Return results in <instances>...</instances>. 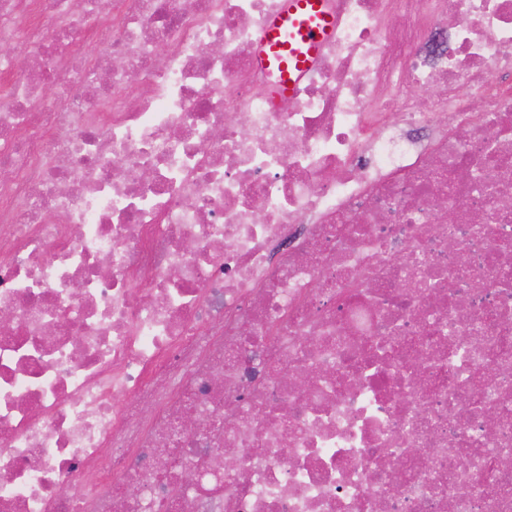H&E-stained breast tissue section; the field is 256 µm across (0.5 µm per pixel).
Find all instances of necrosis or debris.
<instances>
[{"label":"necrosis or debris","instance_id":"4bbe7bcc","mask_svg":"<svg viewBox=\"0 0 512 512\" xmlns=\"http://www.w3.org/2000/svg\"><path fill=\"white\" fill-rule=\"evenodd\" d=\"M282 6L0 0V512H512V0ZM335 23L328 0H285L284 9L268 24L261 39V54L278 92L289 94L296 88ZM294 39L295 46L291 43Z\"/></svg>","mask_w":512,"mask_h":512}]
</instances>
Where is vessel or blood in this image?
Instances as JSON below:
<instances>
[{
    "label": "vessel or blood",
    "mask_w": 512,
    "mask_h": 512,
    "mask_svg": "<svg viewBox=\"0 0 512 512\" xmlns=\"http://www.w3.org/2000/svg\"><path fill=\"white\" fill-rule=\"evenodd\" d=\"M329 0H285L261 39V54L277 91H293L335 27Z\"/></svg>",
    "instance_id": "b4317fda"
}]
</instances>
